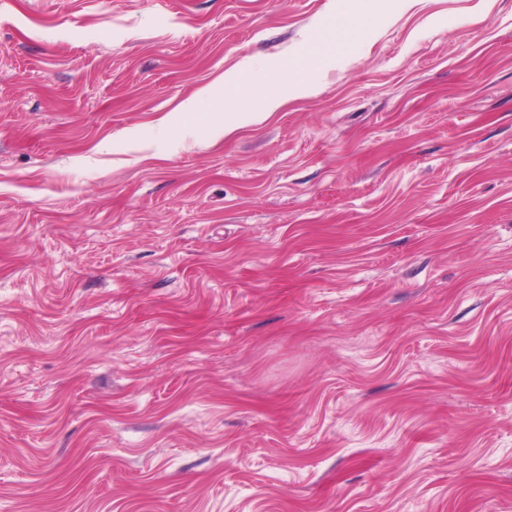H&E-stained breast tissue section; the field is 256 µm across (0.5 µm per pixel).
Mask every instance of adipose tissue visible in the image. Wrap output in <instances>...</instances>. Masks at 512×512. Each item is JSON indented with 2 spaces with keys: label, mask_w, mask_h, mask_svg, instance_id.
<instances>
[{
  "label": "adipose tissue",
  "mask_w": 512,
  "mask_h": 512,
  "mask_svg": "<svg viewBox=\"0 0 512 512\" xmlns=\"http://www.w3.org/2000/svg\"><path fill=\"white\" fill-rule=\"evenodd\" d=\"M350 37L351 32L346 28L322 29L318 32L316 41L327 46L328 51L324 54L305 52L303 67L294 68L284 59L268 64V82L260 85L255 79V64L246 63L224 76L223 96L218 97L204 90L195 98L182 103L180 109L194 112L201 108H210L223 112L225 132H234L277 111L287 98L311 94L314 85L308 79L309 73L318 70L325 59L343 57Z\"/></svg>",
  "instance_id": "adipose-tissue-1"
}]
</instances>
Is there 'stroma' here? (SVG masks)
<instances>
[{
  "label": "stroma",
  "instance_id": "1",
  "mask_svg": "<svg viewBox=\"0 0 512 512\" xmlns=\"http://www.w3.org/2000/svg\"><path fill=\"white\" fill-rule=\"evenodd\" d=\"M0 512H512V0H0ZM350 37L351 31L347 28L336 29L335 26L320 30L316 41L327 46L328 52L306 51L303 54L304 65L300 69L290 66L288 57L266 65L268 82L265 85L256 83V65L248 61L221 78L224 85L223 110L219 97L204 89L195 98L182 103L180 111L196 112L199 108L211 107L214 112H224V132L230 134L277 111L287 98L311 94L314 84L309 81L307 74L318 70L326 58L336 60L344 57L343 51Z\"/></svg>",
  "mask_w": 512,
  "mask_h": 512
}]
</instances>
